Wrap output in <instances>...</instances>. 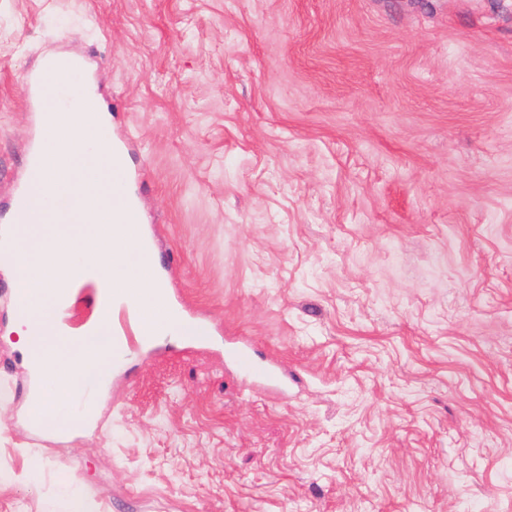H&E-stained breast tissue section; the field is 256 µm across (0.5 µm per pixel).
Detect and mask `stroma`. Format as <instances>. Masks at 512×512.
Instances as JSON below:
<instances>
[{
	"label": "stroma",
	"mask_w": 512,
	"mask_h": 512,
	"mask_svg": "<svg viewBox=\"0 0 512 512\" xmlns=\"http://www.w3.org/2000/svg\"><path fill=\"white\" fill-rule=\"evenodd\" d=\"M62 50L207 333L132 340L56 440L0 267V512H512V0H0V213ZM67 79L57 83L56 70L59 61L56 56L47 55L38 67L27 74L22 86V99L27 107L34 111L54 112L63 110H82L94 117L101 112H110L112 106L105 105L99 98L83 93L88 83V65L82 57L71 60ZM224 360L240 372L255 376L264 386L280 391L288 383V372L280 364L255 359L252 347L246 342H225Z\"/></svg>",
	"instance_id": "1"
}]
</instances>
